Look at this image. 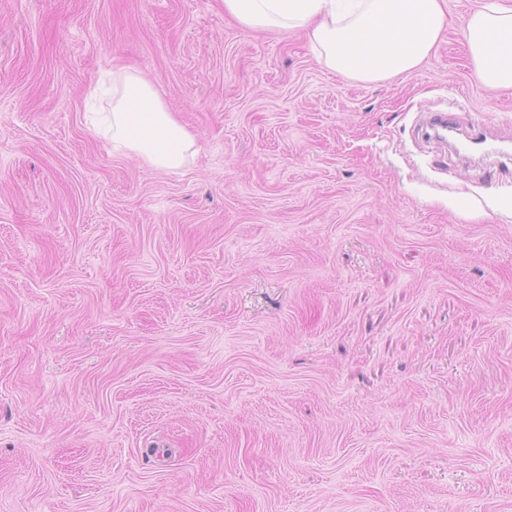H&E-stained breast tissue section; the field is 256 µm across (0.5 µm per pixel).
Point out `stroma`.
<instances>
[{"label":"stroma","mask_w":512,"mask_h":512,"mask_svg":"<svg viewBox=\"0 0 512 512\" xmlns=\"http://www.w3.org/2000/svg\"><path fill=\"white\" fill-rule=\"evenodd\" d=\"M447 23L360 82L223 0H0V512H512V134ZM130 66L177 170L89 113ZM457 112L453 108L444 111H430L425 113L422 118V124L431 130H448L453 132L458 129ZM468 139L472 146L489 150L501 158L497 162L496 174L501 175L502 178L512 177V143L510 139L489 140L483 123L471 125Z\"/></svg>","instance_id":"stroma-1"}]
</instances>
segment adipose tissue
Wrapping results in <instances>:
<instances>
[{
    "label": "adipose tissue",
    "instance_id": "1",
    "mask_svg": "<svg viewBox=\"0 0 512 512\" xmlns=\"http://www.w3.org/2000/svg\"><path fill=\"white\" fill-rule=\"evenodd\" d=\"M224 9L249 27L302 31L327 68L357 81L414 71L446 24L440 0H224ZM465 38L474 79L512 88V6L486 0L469 16ZM114 79L112 110L95 113L93 130L110 133L115 148L156 168L182 167L193 136L136 70H123Z\"/></svg>",
    "mask_w": 512,
    "mask_h": 512
}]
</instances>
